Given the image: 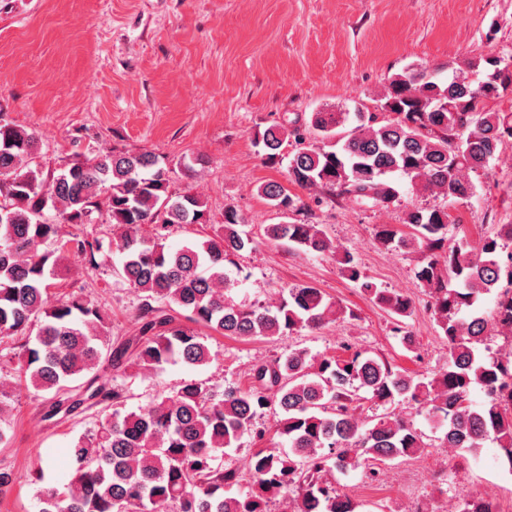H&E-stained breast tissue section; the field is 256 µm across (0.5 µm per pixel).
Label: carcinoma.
<instances>
[{
  "label": "carcinoma",
  "instance_id": "cac0c4a2",
  "mask_svg": "<svg viewBox=\"0 0 512 512\" xmlns=\"http://www.w3.org/2000/svg\"><path fill=\"white\" fill-rule=\"evenodd\" d=\"M512 93V55L471 60L445 81L410 69L390 78L380 112L322 108L306 123L313 137L272 123L255 131L263 163L286 164L288 183L387 209L399 202L403 183L422 193L467 199L470 174L486 170L499 147L512 140V112H492L487 100ZM298 147L286 155L284 142ZM37 134L0 123V335L26 338L20 376L52 392L44 417L67 416L92 400L104 417L73 447L75 467L64 490L38 493V512H271L278 497L293 512H356L336 487L334 472L359 468L370 478L400 457L426 448L422 432L390 408L414 404L441 426L456 457H476L492 442L512 473V347L495 353L490 336L512 337V224L474 242L452 231L445 208L416 207L400 229L379 224L375 238L387 250L421 255L416 279L429 290L431 315L448 347V363L429 377L360 350L317 359L290 350L256 364L259 388L217 395L201 381H185L158 395L145 409L125 410L112 378L97 372L131 363L158 369L169 362H209L212 334L233 338H282L317 329L345 310L313 285H296L269 305L238 304L226 265L251 244L246 220L234 206L224 224L203 240L171 249L141 233L146 224H203L206 205L196 194L170 190L173 168L152 152L117 148L73 155L45 168L36 161ZM258 194L283 217L265 237L303 253H329L343 275L393 320L409 351L416 339L407 323L414 303L374 282L322 225L299 218L301 197L278 181ZM118 230L113 276L142 294L137 333L114 346L96 302L69 297L50 305V280L60 262L76 257L91 265L102 243L64 239V224L83 225L93 213ZM494 297L490 312L485 296ZM203 326L205 336L181 319ZM483 394L472 399L474 389ZM383 410L368 426L357 410ZM276 409L270 446L249 459L248 492L232 493L243 476L216 464L218 453L244 435L259 439L263 409ZM457 512H492L477 494Z\"/></svg>",
  "mask_w": 512,
  "mask_h": 512
}]
</instances>
